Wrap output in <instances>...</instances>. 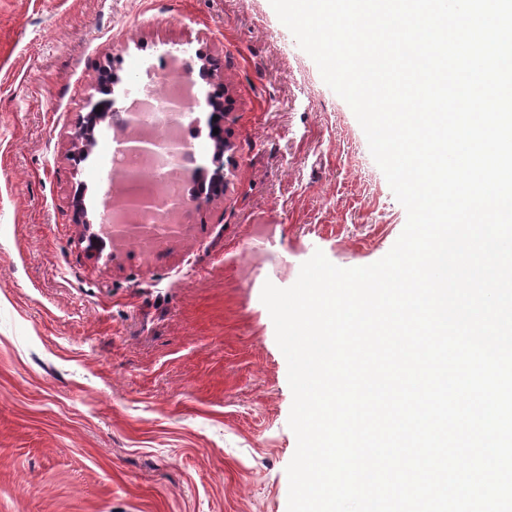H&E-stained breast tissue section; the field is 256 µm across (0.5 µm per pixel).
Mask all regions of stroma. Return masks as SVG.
<instances>
[{"label":"stroma","instance_id":"1","mask_svg":"<svg viewBox=\"0 0 512 512\" xmlns=\"http://www.w3.org/2000/svg\"><path fill=\"white\" fill-rule=\"evenodd\" d=\"M228 90L222 192L103 238L117 132L72 140L100 76L156 59ZM350 106L270 0H0V512H287V361L247 270L372 264L407 220Z\"/></svg>","mask_w":512,"mask_h":512}]
</instances>
